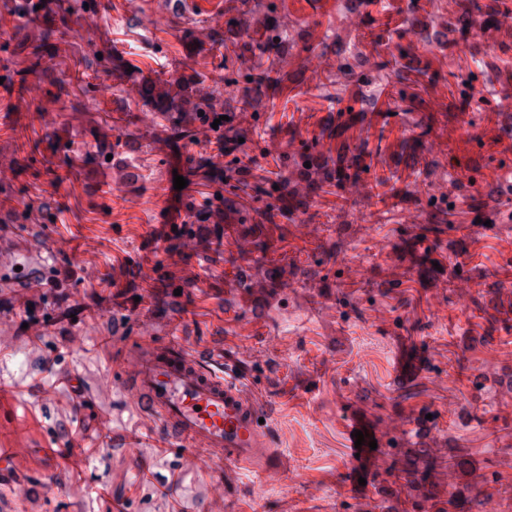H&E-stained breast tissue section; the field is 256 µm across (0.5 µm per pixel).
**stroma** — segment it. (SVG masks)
I'll use <instances>...</instances> for the list:
<instances>
[{"label":"stroma","mask_w":512,"mask_h":512,"mask_svg":"<svg viewBox=\"0 0 512 512\" xmlns=\"http://www.w3.org/2000/svg\"><path fill=\"white\" fill-rule=\"evenodd\" d=\"M94 29H78L74 51L47 59V71L0 88V151L13 162L12 180L26 200L52 201L58 221L46 223L38 206L31 237L66 243L53 266L70 267L76 282L70 302L90 291L115 296L103 319L113 339L140 332V313L200 353L236 358L243 382L267 405L269 464L284 481L267 486L256 470L234 477L231 504L212 512H416L427 491L436 512H448V493L468 498L470 512H512V212L475 211V191H488L483 169L512 158L505 117L484 101L464 105L461 80L482 88L490 60H512V29L487 38H462L436 28L437 46L399 34L402 16H447L448 0H369L358 34L336 24V0H279L289 38L300 48L279 60L281 90L263 100L247 141L258 174L276 177L278 157L291 139L315 143L340 160V179L295 189L310 199L296 223L285 225L273 248L260 253V238L243 224L215 238L212 225L189 224L172 234L180 213L165 132L145 138L133 156L137 176L112 188L111 209L102 201L103 174L80 166L57 167L65 141L111 126L88 119L117 109L111 72H99L96 90L72 113L57 85L70 82L77 55L118 53L138 79H167L181 72L196 47L175 25L147 30L141 15L161 10L162 0H102ZM399 80L377 101L364 99L365 80H351L350 96L331 94L341 80V59H359L376 76L389 55ZM420 122L411 128L405 110ZM473 127L475 136L465 134ZM359 165H352L353 152ZM366 191L357 195L355 183ZM427 195L417 193L419 183ZM447 210L439 241L418 240L421 224ZM193 253H185L182 240ZM93 250H86V241ZM288 279L289 289L263 304V291ZM467 280L469 296L457 287ZM22 308H0V380L13 390L8 416H0V444L16 448L19 482L11 493L22 512H106L95 494L104 483L128 512H192L207 480L223 479L225 465L209 474L188 471L181 456L156 451V424L140 415L118 387L105 389L97 407L112 418L103 439L89 412L72 407L70 393L55 386L60 372L95 388L107 357L84 325L47 328L40 340L19 334ZM404 425L393 430L394 417ZM376 440L353 456L355 431ZM88 436L81 474L59 476L48 497L39 479L50 476L44 449L56 434ZM139 440L138 455L122 441ZM458 481L449 484V472Z\"/></svg>","instance_id":"1"}]
</instances>
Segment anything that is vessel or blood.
Listing matches in <instances>:
<instances>
[{
	"label": "vessel or blood",
	"mask_w": 512,
	"mask_h": 512,
	"mask_svg": "<svg viewBox=\"0 0 512 512\" xmlns=\"http://www.w3.org/2000/svg\"><path fill=\"white\" fill-rule=\"evenodd\" d=\"M53 249L43 237L20 251L26 290L48 287L52 272L47 257ZM157 333V324L146 319L139 336L116 345L102 385L122 386L140 413L157 420L164 437L182 446L189 469L205 472L219 460L255 467L269 446L261 423L263 400L241 385L232 360L212 367L180 340L160 341Z\"/></svg>",
	"instance_id": "b4317fda"
}]
</instances>
